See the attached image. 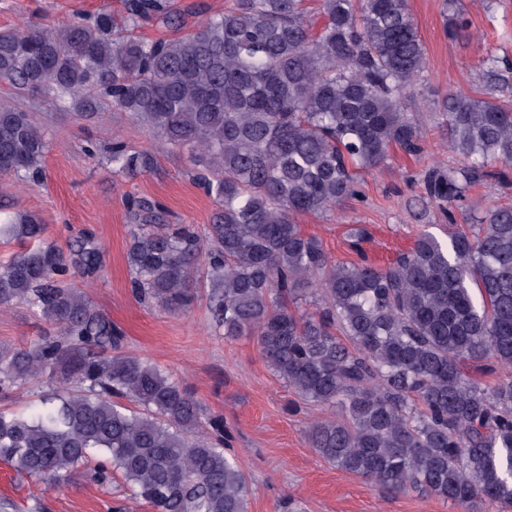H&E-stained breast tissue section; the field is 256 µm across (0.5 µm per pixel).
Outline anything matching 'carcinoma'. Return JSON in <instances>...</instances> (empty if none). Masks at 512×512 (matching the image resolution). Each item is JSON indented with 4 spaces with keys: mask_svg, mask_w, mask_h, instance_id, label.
Segmentation results:
<instances>
[{
    "mask_svg": "<svg viewBox=\"0 0 512 512\" xmlns=\"http://www.w3.org/2000/svg\"><path fill=\"white\" fill-rule=\"evenodd\" d=\"M449 35L467 30L455 0ZM232 0L186 30L168 0H124L53 28L0 30V82L92 107L101 98L185 151L213 198L210 224H167L129 197L132 294L168 313L205 301L224 337L253 335L273 372L307 405L345 408L312 423L309 447L379 491H416L464 512H512V380L486 387L463 372L512 369V207L446 244L424 233L387 266L333 263L297 218L361 198L356 170L397 146L423 149L402 99L426 53L407 0ZM155 18L173 35L133 34ZM448 147L464 164L434 167L427 196L451 208L475 183L512 168V103L482 92L440 103ZM49 144L28 112L0 106V177L42 174ZM117 175L146 174L152 150L112 143ZM32 214L0 219L25 249L0 265V306L22 303L55 334L0 346V394L49 391L24 412L0 409V461L55 488L95 461L153 512H247L245 473L224 448V418L173 375L127 353L125 332L75 284L103 249L83 233L42 242Z\"/></svg>",
    "mask_w": 512,
    "mask_h": 512,
    "instance_id": "cac0c4a2",
    "label": "carcinoma"
}]
</instances>
